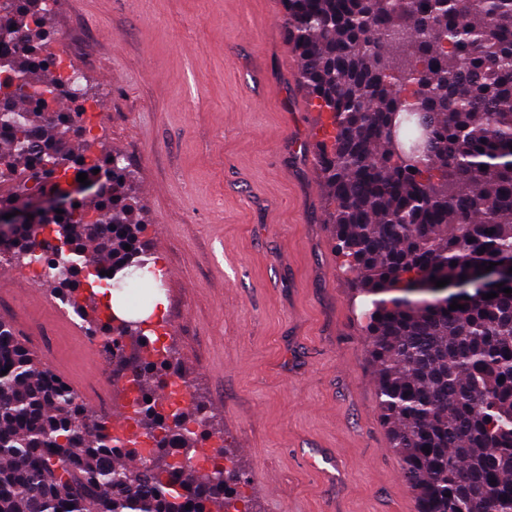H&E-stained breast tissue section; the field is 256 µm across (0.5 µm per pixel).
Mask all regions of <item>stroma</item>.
I'll list each match as a JSON object with an SVG mask.
<instances>
[{"instance_id": "1", "label": "stroma", "mask_w": 512, "mask_h": 512, "mask_svg": "<svg viewBox=\"0 0 512 512\" xmlns=\"http://www.w3.org/2000/svg\"><path fill=\"white\" fill-rule=\"evenodd\" d=\"M93 136L139 177L165 324L257 512H417L379 410L362 300L340 275L283 0H53ZM0 265V320L94 411L122 415L102 339Z\"/></svg>"}]
</instances>
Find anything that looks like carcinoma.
<instances>
[{
  "instance_id": "obj_1",
  "label": "carcinoma",
  "mask_w": 512,
  "mask_h": 512,
  "mask_svg": "<svg viewBox=\"0 0 512 512\" xmlns=\"http://www.w3.org/2000/svg\"><path fill=\"white\" fill-rule=\"evenodd\" d=\"M283 3L298 81L322 116L328 223L370 304L379 413L418 512H512V281L488 300L396 296L512 261V0ZM48 15L46 0H0V216L26 215L0 231V256L45 264L89 334L112 337V377L134 382L133 436L152 446L120 449L112 422L0 321V512H255L235 468L196 466L210 437L201 401L159 406L174 353L148 356L144 329L80 302L145 278L148 258L130 164L87 138L72 148L84 108L52 74ZM417 112L431 121V157L408 153ZM81 173L90 185L77 191ZM36 191L64 198L63 214L35 206Z\"/></svg>"
}]
</instances>
